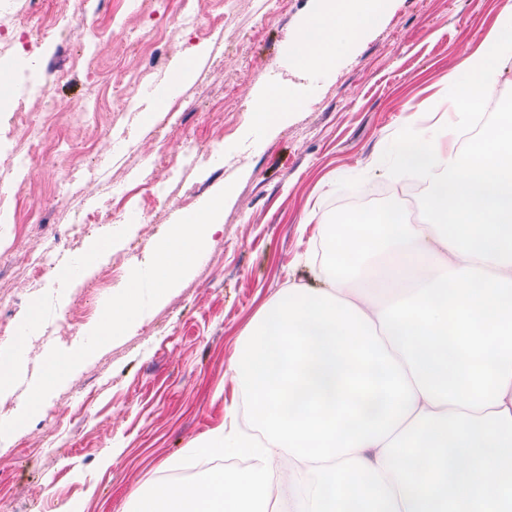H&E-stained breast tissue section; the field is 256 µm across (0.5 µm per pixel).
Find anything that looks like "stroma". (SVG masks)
Returning a JSON list of instances; mask_svg holds the SVG:
<instances>
[{
  "label": "stroma",
  "mask_w": 512,
  "mask_h": 512,
  "mask_svg": "<svg viewBox=\"0 0 512 512\" xmlns=\"http://www.w3.org/2000/svg\"><path fill=\"white\" fill-rule=\"evenodd\" d=\"M189 2L203 5L201 20L174 18L171 0H0V55L25 107L0 112V348L31 310L43 324L80 318L69 340L28 339L0 397V419L19 424L0 438V512H129L202 441L246 429L229 370L239 340L280 288L321 287L323 222L342 200L392 186L381 156L402 128L451 121L443 81L465 74L500 11V0H393L309 76L293 68L289 41L319 0ZM197 52L167 124L113 112L118 92L147 108L174 61ZM272 75L304 105L265 129L250 115ZM142 183L156 194L135 195ZM221 190L223 228L203 259L162 300L145 296L123 335L96 342L100 311L131 271L149 285L167 225ZM106 207V221L70 237L68 225ZM106 239L111 251L88 274H31L41 247L79 262ZM80 347L81 365L27 412L48 361Z\"/></svg>",
  "instance_id": "stroma-1"
}]
</instances>
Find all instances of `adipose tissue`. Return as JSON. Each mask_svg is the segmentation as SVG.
<instances>
[{
  "label": "adipose tissue",
  "instance_id": "obj_1",
  "mask_svg": "<svg viewBox=\"0 0 512 512\" xmlns=\"http://www.w3.org/2000/svg\"><path fill=\"white\" fill-rule=\"evenodd\" d=\"M390 5L391 0H324L322 11L301 23L290 47L294 67L311 73L333 66L342 48L362 37ZM301 106L300 96L281 86H269L253 108V120L258 125L274 127ZM223 222L224 195L219 192L198 210L184 215L179 223L170 225L167 234L156 243L150 264L154 298L166 295L195 266ZM140 308V280L135 277L113 295L97 336L105 341L122 335L135 322Z\"/></svg>",
  "mask_w": 512,
  "mask_h": 512
}]
</instances>
